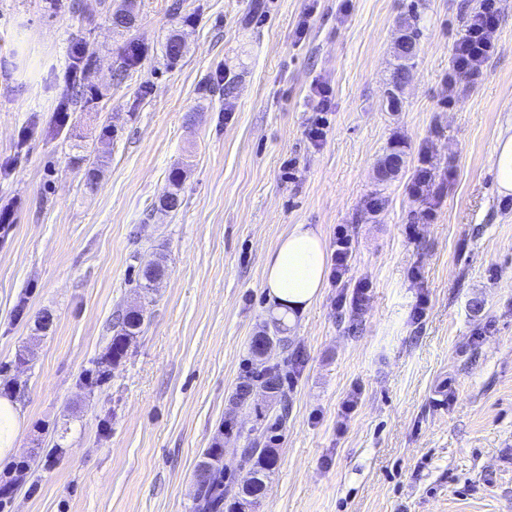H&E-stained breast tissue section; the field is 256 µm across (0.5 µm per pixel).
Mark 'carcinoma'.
I'll list each match as a JSON object with an SVG mask.
<instances>
[{"mask_svg":"<svg viewBox=\"0 0 512 512\" xmlns=\"http://www.w3.org/2000/svg\"><path fill=\"white\" fill-rule=\"evenodd\" d=\"M180 182L181 172L176 169L169 175L168 189L158 199V210L173 212L182 204ZM161 272L159 264L154 262L145 264L137 287L147 292L152 290ZM143 324V315L136 309H129L119 316L118 322L114 325L115 334L107 347L103 363L118 362L131 340L142 331ZM261 342L285 344L288 339L280 335L279 326L276 325L271 333L252 339L251 354L260 352L259 343ZM287 377L288 372L280 367L267 366L239 382L233 393V403L238 407L248 406L251 400L249 392L259 388L279 402L272 428L282 427L289 413L288 395L283 391ZM242 462L241 468L245 469V475L240 482L237 496L228 504L224 490V449L215 446L204 450L194 470V473L201 477L194 512H257L261 506L267 482L274 473L277 463L276 450L268 444L265 434L247 435Z\"/></svg>","mask_w":512,"mask_h":512,"instance_id":"1","label":"carcinoma"}]
</instances>
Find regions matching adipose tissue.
<instances>
[{
  "instance_id": "ef3b65f1",
  "label": "adipose tissue",
  "mask_w": 512,
  "mask_h": 512,
  "mask_svg": "<svg viewBox=\"0 0 512 512\" xmlns=\"http://www.w3.org/2000/svg\"><path fill=\"white\" fill-rule=\"evenodd\" d=\"M328 250L321 232L307 224L291 225L269 253L263 286L272 314L290 321L319 297L328 273Z\"/></svg>"
}]
</instances>
